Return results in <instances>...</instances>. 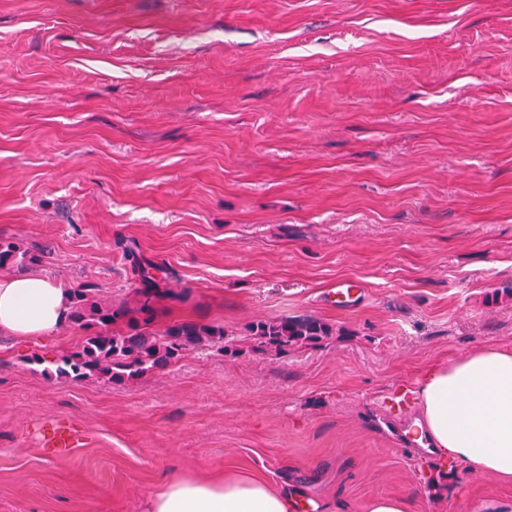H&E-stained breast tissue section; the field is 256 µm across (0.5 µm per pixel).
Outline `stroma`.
Masks as SVG:
<instances>
[{"mask_svg": "<svg viewBox=\"0 0 512 512\" xmlns=\"http://www.w3.org/2000/svg\"><path fill=\"white\" fill-rule=\"evenodd\" d=\"M155 324L220 325L121 384L0 335V512H142L227 468L312 512H512L406 442L429 368L512 349V0H0V240ZM359 281L355 310L321 302ZM312 316L277 354L252 323ZM60 423L79 444L44 450Z\"/></svg>", "mask_w": 512, "mask_h": 512, "instance_id": "stroma-1", "label": "stroma"}]
</instances>
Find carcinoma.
Listing matches in <instances>:
<instances>
[{"label":"carcinoma","mask_w":512,"mask_h":512,"mask_svg":"<svg viewBox=\"0 0 512 512\" xmlns=\"http://www.w3.org/2000/svg\"><path fill=\"white\" fill-rule=\"evenodd\" d=\"M43 255L14 242L0 241V266L21 269L42 263ZM162 295L157 282L139 289L137 306L117 307L100 301L87 288L71 289L68 323L88 331L71 351L57 359L60 377H86L123 382L136 379L181 359L184 352L203 343L224 345V328L213 324L181 322L162 330H150L152 299ZM249 331L259 345L283 352L291 347L317 342L331 329L314 317H280L259 321Z\"/></svg>","instance_id":"carcinoma-1"}]
</instances>
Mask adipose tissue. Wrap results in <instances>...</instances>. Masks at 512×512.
Listing matches in <instances>:
<instances>
[{"label": "adipose tissue", "mask_w": 512, "mask_h": 512, "mask_svg": "<svg viewBox=\"0 0 512 512\" xmlns=\"http://www.w3.org/2000/svg\"><path fill=\"white\" fill-rule=\"evenodd\" d=\"M69 297L40 275L0 277V334L49 338L68 315ZM413 425L443 460L512 481V350L486 346L430 369L415 389ZM296 493L245 475L168 479L143 512H295Z\"/></svg>", "instance_id": "ef3b65f1"}]
</instances>
